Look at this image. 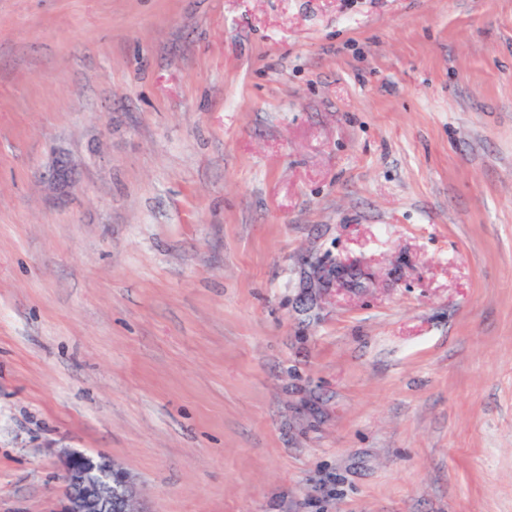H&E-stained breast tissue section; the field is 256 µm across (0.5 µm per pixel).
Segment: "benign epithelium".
I'll return each instance as SVG.
<instances>
[{"instance_id": "benign-epithelium-1", "label": "benign epithelium", "mask_w": 512, "mask_h": 512, "mask_svg": "<svg viewBox=\"0 0 512 512\" xmlns=\"http://www.w3.org/2000/svg\"><path fill=\"white\" fill-rule=\"evenodd\" d=\"M61 466L62 489L55 512H143L131 476L105 455L67 451Z\"/></svg>"}]
</instances>
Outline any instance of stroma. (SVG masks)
Segmentation results:
<instances>
[{"label": "stroma", "mask_w": 512, "mask_h": 512, "mask_svg": "<svg viewBox=\"0 0 512 512\" xmlns=\"http://www.w3.org/2000/svg\"><path fill=\"white\" fill-rule=\"evenodd\" d=\"M67 450L512 512V0H0V512Z\"/></svg>", "instance_id": "stroma-1"}]
</instances>
